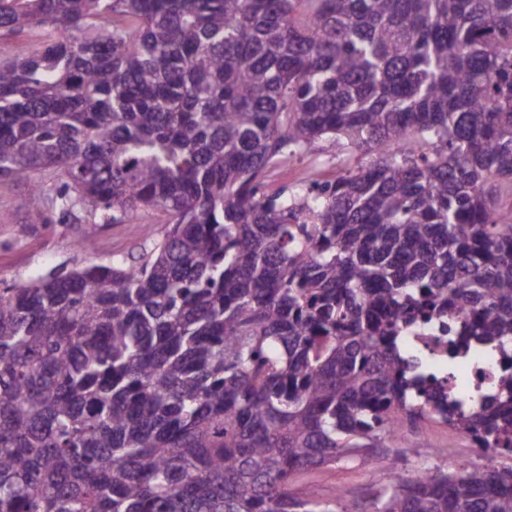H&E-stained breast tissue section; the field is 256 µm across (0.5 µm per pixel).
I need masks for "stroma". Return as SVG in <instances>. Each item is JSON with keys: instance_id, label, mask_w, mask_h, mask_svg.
<instances>
[{"instance_id": "obj_1", "label": "stroma", "mask_w": 512, "mask_h": 512, "mask_svg": "<svg viewBox=\"0 0 512 512\" xmlns=\"http://www.w3.org/2000/svg\"><path fill=\"white\" fill-rule=\"evenodd\" d=\"M367 154L338 148L334 137L315 141L311 149L287 157L265 176L266 193L274 194L288 186L307 183L312 173L330 180L340 172L367 161ZM29 181L22 176L0 181V283H27L50 272H66L90 262H108L113 255L130 252L148 237L163 234L167 217L155 210H140L136 218L122 224L87 225L75 218L52 215L50 221L35 222L25 201ZM93 233L95 249L85 254L76 248L85 233ZM426 439L437 449L433 455H407L403 465L407 476L431 470L444 471L449 457L480 463L479 454L468 439L448 430L447 426L424 422L418 432L405 438L388 440L387 451L363 448L337 459L336 463L302 470L292 482L293 488H318L325 496L343 492L349 512H356L367 501L373 484L385 477L389 466V448Z\"/></svg>"}]
</instances>
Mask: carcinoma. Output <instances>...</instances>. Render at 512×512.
Instances as JSON below:
<instances>
[{
    "instance_id": "obj_1",
    "label": "carcinoma",
    "mask_w": 512,
    "mask_h": 512,
    "mask_svg": "<svg viewBox=\"0 0 512 512\" xmlns=\"http://www.w3.org/2000/svg\"><path fill=\"white\" fill-rule=\"evenodd\" d=\"M0 178L32 217L165 232L0 290V512H349L303 468L441 421L512 454V366L464 411L403 349L512 354V0H0ZM331 135L371 160L268 195ZM370 512H512V468ZM48 38L44 31L32 30L22 35L0 32V55L3 57L24 56ZM456 319L430 320L416 326L404 327L400 335L408 350L424 357L431 372L447 374L448 371V338L455 336ZM458 387L467 385V376L453 371Z\"/></svg>"
}]
</instances>
